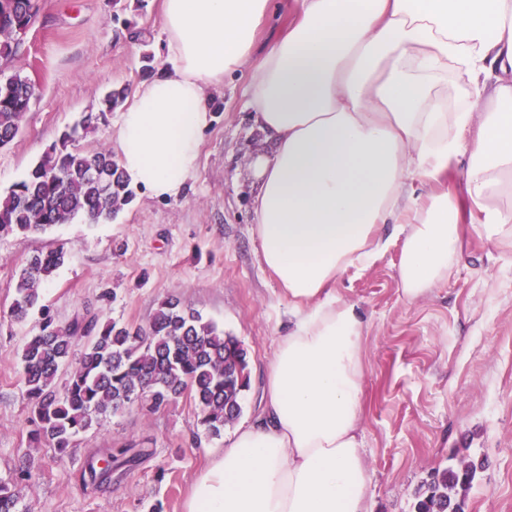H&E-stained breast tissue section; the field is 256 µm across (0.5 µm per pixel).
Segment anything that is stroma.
<instances>
[{"mask_svg": "<svg viewBox=\"0 0 512 512\" xmlns=\"http://www.w3.org/2000/svg\"><path fill=\"white\" fill-rule=\"evenodd\" d=\"M160 4L39 0L8 66L35 83L36 97L20 136L0 149L1 194L87 113L99 114L98 128L77 148L111 149L116 115L103 112V97L145 79L143 51H161ZM247 84L243 69L215 93L213 122L186 198L136 197L101 224L79 218L27 239L0 235V480L15 483L23 512H149L158 501L164 512H182L209 452L224 445L220 437L200 438L186 398L155 414L134 406L108 417L64 455L30 441L20 355L42 311L17 321L9 307L16 276L34 252L60 245L69 252L43 291L44 311L59 322L92 313L143 326L172 298L236 336L247 351L250 377L239 420L259 414L288 308L253 234L256 167L272 147L250 119ZM463 240L447 281L423 298L402 294L397 241L336 285L365 324L367 512H414L432 473L454 458L484 464L465 512H512V243L494 245L468 232ZM130 446L144 456L133 468L113 472L110 491L84 489L80 475L89 454ZM23 458L34 480H18Z\"/></svg>", "mask_w": 512, "mask_h": 512, "instance_id": "1", "label": "stroma"}]
</instances>
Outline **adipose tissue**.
<instances>
[{
  "label": "adipose tissue",
  "instance_id": "adipose-tissue-1",
  "mask_svg": "<svg viewBox=\"0 0 512 512\" xmlns=\"http://www.w3.org/2000/svg\"><path fill=\"white\" fill-rule=\"evenodd\" d=\"M271 0H162L169 61L138 84L112 144L129 183L183 199L215 91L251 65L248 107L273 151L253 202L288 304L262 409L195 478L183 512H365L364 321L336 293L394 239L407 300L447 280L462 222L512 240V0H296L255 55ZM466 76L475 105L448 103ZM465 163L462 200L436 186Z\"/></svg>",
  "mask_w": 512,
  "mask_h": 512
}]
</instances>
